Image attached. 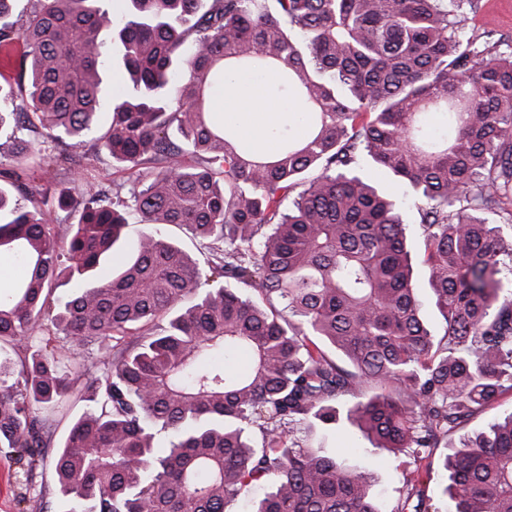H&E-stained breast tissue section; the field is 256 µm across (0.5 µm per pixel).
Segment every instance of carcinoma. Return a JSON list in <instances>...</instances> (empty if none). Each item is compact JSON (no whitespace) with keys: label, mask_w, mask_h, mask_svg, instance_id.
Segmentation results:
<instances>
[{"label":"carcinoma","mask_w":512,"mask_h":512,"mask_svg":"<svg viewBox=\"0 0 512 512\" xmlns=\"http://www.w3.org/2000/svg\"><path fill=\"white\" fill-rule=\"evenodd\" d=\"M18 2L0 0V49L26 48L0 84V253L23 268L0 289V453L28 488L73 400L55 512H226L263 483L252 512H382L369 468L293 437L342 418L413 457L396 512H429L422 462L512 389V240L486 217L512 223V43L467 27L477 0H26L15 20ZM115 44L129 94L107 89ZM229 73L273 77L305 134L245 149L214 115ZM89 142L131 188L34 184ZM364 163L414 199L421 271ZM57 209L78 216L64 237ZM133 212L147 228L104 277ZM451 450L450 512H512V413ZM158 231L161 235L177 242L184 249H186L197 261L204 266L206 255L200 253L197 242L193 239L191 233L184 228L175 226H158Z\"/></svg>","instance_id":"carcinoma-1"}]
</instances>
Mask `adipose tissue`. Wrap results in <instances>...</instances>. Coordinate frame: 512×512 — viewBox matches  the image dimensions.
Masks as SVG:
<instances>
[{
	"instance_id": "ef3b65f1",
	"label": "adipose tissue",
	"mask_w": 512,
	"mask_h": 512,
	"mask_svg": "<svg viewBox=\"0 0 512 512\" xmlns=\"http://www.w3.org/2000/svg\"><path fill=\"white\" fill-rule=\"evenodd\" d=\"M222 120L246 129L257 150L271 147L264 137L266 127L277 125L285 117L282 107L265 104L255 83L243 75L235 76L224 88Z\"/></svg>"
}]
</instances>
